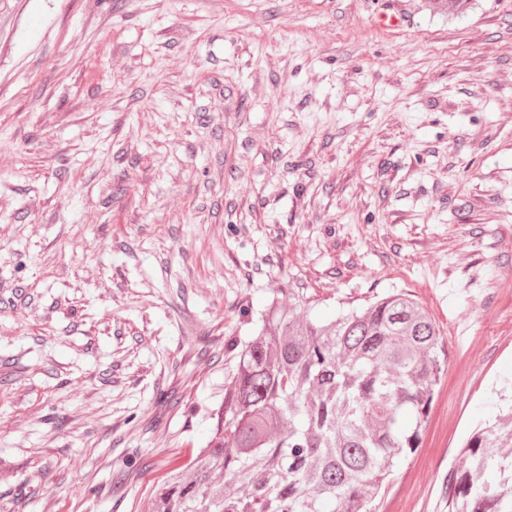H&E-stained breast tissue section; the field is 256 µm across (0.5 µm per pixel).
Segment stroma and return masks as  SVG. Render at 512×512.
I'll return each instance as SVG.
<instances>
[{"label":"stroma","instance_id":"obj_1","mask_svg":"<svg viewBox=\"0 0 512 512\" xmlns=\"http://www.w3.org/2000/svg\"><path fill=\"white\" fill-rule=\"evenodd\" d=\"M0 0V502L141 512L272 298L413 294L448 351L378 512L512 380V0Z\"/></svg>","mask_w":512,"mask_h":512}]
</instances>
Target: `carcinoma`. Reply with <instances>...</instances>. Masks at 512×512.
<instances>
[{"label": "carcinoma", "instance_id": "cac0c4a2", "mask_svg": "<svg viewBox=\"0 0 512 512\" xmlns=\"http://www.w3.org/2000/svg\"><path fill=\"white\" fill-rule=\"evenodd\" d=\"M229 351L208 440L144 512H376L448 367L435 324L397 289L327 322L273 299ZM462 459L443 482L448 512H512V404Z\"/></svg>", "mask_w": 512, "mask_h": 512}]
</instances>
